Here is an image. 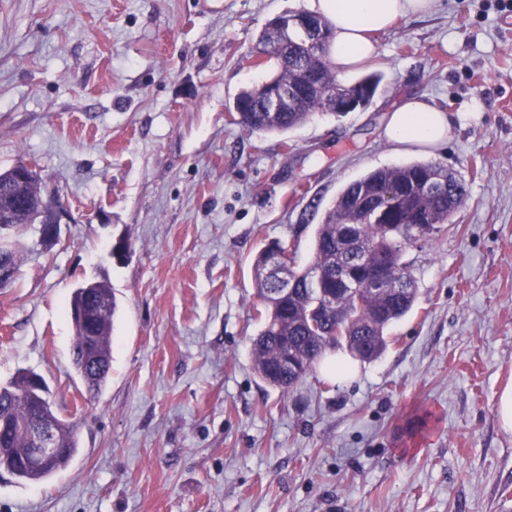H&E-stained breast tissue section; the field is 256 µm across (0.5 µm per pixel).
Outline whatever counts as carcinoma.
<instances>
[{"mask_svg":"<svg viewBox=\"0 0 512 512\" xmlns=\"http://www.w3.org/2000/svg\"><path fill=\"white\" fill-rule=\"evenodd\" d=\"M256 52L265 62L274 63L275 72L261 83L242 90L236 98L233 122L254 133L286 134L314 116L337 115L334 92L365 100V86L377 89L379 78L367 77L346 85L337 78L328 54H313L298 34L284 32L268 23L259 37ZM296 89V96L283 112L264 109L268 84ZM438 178L436 190L423 185ZM460 180L435 161L372 170L349 183L327 210L318 225L312 257L307 266L288 267L292 289L279 293V285L267 274L273 251H286L277 244L262 249L252 263L255 297L261 305V328L250 340L253 369L265 384L283 392L310 374L329 349L342 348L363 362L379 359L387 350L388 328L413 307L417 288L410 266L404 260L407 245L417 238L402 231L410 214L423 219L427 235H432L452 218L468 197L457 185ZM392 193V211L385 220L371 216L370 206ZM37 193L33 185L0 187V209L26 210L29 198ZM362 252L363 265L350 273L348 255ZM322 272L324 287L345 296L344 303L318 313L307 291V280ZM93 291L106 301V310L94 327L78 319L71 321L74 344L72 362L84 386L91 387L87 403L104 390L112 368V326L118 303L112 287L96 282ZM95 331L102 369L87 379L84 348L88 332ZM45 379L36 373L20 371L6 384H0V405L16 423H25L34 414H44L54 422L61 451L48 465L35 462L28 453L29 436L22 428L13 429L0 445V469L25 482L45 481L65 469L79 453L78 429L81 423L61 416L48 397Z\"/></svg>","mask_w":512,"mask_h":512,"instance_id":"carcinoma-1","label":"carcinoma"}]
</instances>
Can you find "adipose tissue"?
<instances>
[{"instance_id": "obj_1", "label": "adipose tissue", "mask_w": 512, "mask_h": 512, "mask_svg": "<svg viewBox=\"0 0 512 512\" xmlns=\"http://www.w3.org/2000/svg\"><path fill=\"white\" fill-rule=\"evenodd\" d=\"M435 0H306L309 12L328 19L333 38L329 58L338 73L357 71L378 50L375 36L399 18L428 13ZM453 120L441 109L412 97L387 114L384 136L395 151L433 154L452 136Z\"/></svg>"}]
</instances>
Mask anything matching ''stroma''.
I'll use <instances>...</instances> for the list:
<instances>
[{
	"mask_svg": "<svg viewBox=\"0 0 512 512\" xmlns=\"http://www.w3.org/2000/svg\"><path fill=\"white\" fill-rule=\"evenodd\" d=\"M436 0L378 35L367 107L248 135L228 111L261 82L252 50L304 0H0V170L38 165L69 217L11 229L0 384L41 374L81 419V452L41 483L0 471V512H506L512 432V8ZM420 96L450 114L433 158L469 196L405 250L412 311L385 354L289 392L254 373V255L297 264L337 194L395 153L385 117ZM129 251L111 254L117 242ZM118 301L112 376L94 405L71 364L73 288Z\"/></svg>",
	"mask_w": 512,
	"mask_h": 512,
	"instance_id": "35a3bbf8",
	"label": "stroma"
}]
</instances>
